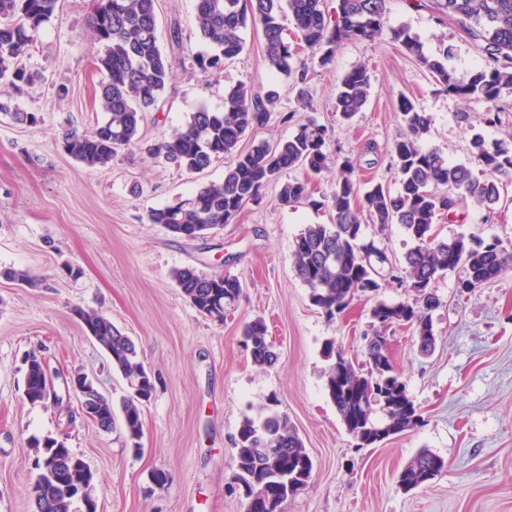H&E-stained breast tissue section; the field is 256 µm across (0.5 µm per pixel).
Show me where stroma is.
<instances>
[{
    "instance_id": "35a3bbf8",
    "label": "stroma",
    "mask_w": 512,
    "mask_h": 512,
    "mask_svg": "<svg viewBox=\"0 0 512 512\" xmlns=\"http://www.w3.org/2000/svg\"><path fill=\"white\" fill-rule=\"evenodd\" d=\"M429 0H389L388 23L407 26L426 54L454 48L452 64L466 75L481 63L476 41ZM94 0H60L29 48L40 73L0 111V512H32L33 439L66 436L95 476L98 512H246L232 480L235 436L247 414L276 399L297 428L313 462L307 488L284 512H512V271L470 296L458 295L453 277L437 284L435 350L421 356L410 331H390V355L423 421L379 446L356 448L324 390L326 339L359 353L370 329L369 307L357 302L334 322L311 305L293 269V241L306 224H327L328 209L280 204L277 184L248 203L230 224L202 238L181 239L147 220L151 209L191 197L224 177L225 160L187 173L154 159L149 145L183 126L205 106L222 109L225 91L239 84L274 90L269 122L242 141L243 149L294 134L314 119L330 133L332 167L315 182L331 194L335 166L359 160L362 181L396 188L389 148L403 133L397 100L407 95L431 119L424 140L449 161L471 163L470 138H512V93L504 94L496 124L484 121L485 102L438 91L415 58L385 39L352 40L332 63L301 54L311 106L301 110L292 80L268 71L262 30L244 29V51L221 72L200 70L205 49L195 21V0H157L158 40L169 49L178 26L175 76L149 112L140 142L101 170H88L62 148L69 130H92L104 119L98 102L102 52L89 25ZM363 65L373 93L351 124L332 108L340 79ZM35 112L38 125H19L9 112ZM290 122H283V115ZM462 221H440V236H498L512 250V185L495 211L469 204ZM230 274L243 283L237 306L223 321L201 316L171 278L173 269ZM15 270L37 287L7 278ZM97 311L136 343L155 391L142 411L141 453L125 446L122 425L102 431L76 400L66 406L33 404L24 396L25 356L36 350L61 377L81 373L112 401L126 393L122 376L87 335L74 308ZM262 318L277 355L253 362L241 339L244 322ZM422 449L448 467L410 492L397 475ZM167 472L158 490L151 475Z\"/></svg>"
}]
</instances>
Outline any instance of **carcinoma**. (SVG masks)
Wrapping results in <instances>:
<instances>
[{
  "instance_id": "carcinoma-1",
  "label": "carcinoma",
  "mask_w": 512,
  "mask_h": 512,
  "mask_svg": "<svg viewBox=\"0 0 512 512\" xmlns=\"http://www.w3.org/2000/svg\"><path fill=\"white\" fill-rule=\"evenodd\" d=\"M59 0H0V88L18 92L35 74L20 64L40 28L55 14ZM435 12L456 22L479 43L483 64L461 77L451 65L452 46L430 56L417 36L404 25L387 24L388 0H336L329 9L325 0H196L195 20L207 47L196 59L204 70H220L224 62L244 49L240 32L258 25L263 33V56L273 73L294 79L297 100L310 102L307 75L294 66L297 52L318 56L328 65L345 41L374 40L385 36L418 60L439 90L461 99L490 104L485 122L497 120V104L512 92V0H430ZM96 39L103 46L96 60L102 75L99 100L106 119L90 131L65 134L64 151L81 166H107L119 151L139 142L144 114L162 97L174 74V58L158 43L156 0H98L92 18ZM372 77L357 66L340 80L333 110L343 122L351 121L367 103ZM276 94L241 84L224 93V107H205L191 113L186 124L148 146L156 159L190 173L209 168L214 161L231 157L220 182L201 186L186 200L153 209L148 221L162 224L185 239L230 223L244 205L255 201L263 187L285 170L301 166L307 179L280 183L278 200L287 205L307 204L331 211V223L306 224L294 240L295 275L309 289V300L330 321L340 317L355 301L372 303L371 332L362 336V365L355 367L336 339H328L323 357L328 361L325 390L357 447L380 444L373 435L387 427L399 435L421 424L419 408L407 394L406 383L389 352L386 332L406 327L415 336L418 350L427 355L435 345L432 311L440 305L436 284L455 275L461 294L473 293L512 270V251L495 235L459 234L440 238L434 226L470 201L489 211L512 182V141L489 142L475 132L471 149L480 165L474 174L463 163H451L420 140L429 135L431 117L403 95L398 112L405 135L393 142L390 157L397 174V188L381 184L361 188L357 167L350 160L336 170L334 189L314 197L312 179L327 168L328 130L313 121L299 125L287 139L269 146L240 149L253 129L266 124L274 112ZM368 215L376 232L368 234L362 215ZM391 224L400 225L414 242L404 264L389 259L376 234ZM171 278L199 314L224 320V310L243 294L241 280L229 274L206 275L187 266L176 268ZM391 282L407 297L380 298ZM74 315L88 335L106 352L112 369L123 377L127 394L119 405L87 389L94 400L98 427L109 431L121 415L126 443L133 453L142 450V407L154 392L151 375L139 361L136 343L122 334L102 314L82 308ZM242 338L254 363L275 360L267 327L260 319L244 324ZM24 395L31 403L49 399L60 405L42 356L28 353ZM269 399L260 412L243 417L235 436L233 480L246 500V512H284V504L303 490L312 478L313 462L296 428ZM36 470L32 486L34 512H76L75 504L94 501V474L66 441L47 437L34 445ZM447 468L446 460L419 451L399 472L398 485L406 492L428 484Z\"/></svg>"
}]
</instances>
